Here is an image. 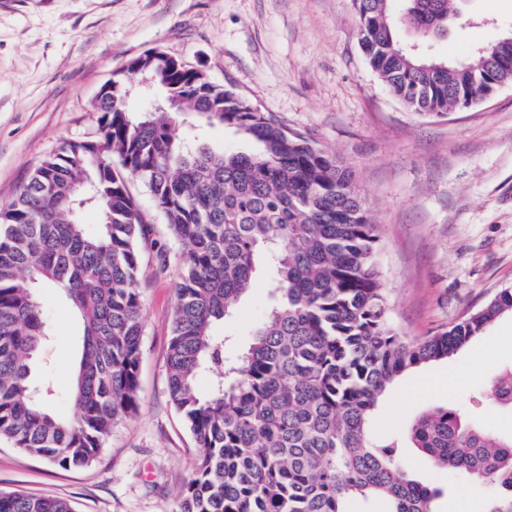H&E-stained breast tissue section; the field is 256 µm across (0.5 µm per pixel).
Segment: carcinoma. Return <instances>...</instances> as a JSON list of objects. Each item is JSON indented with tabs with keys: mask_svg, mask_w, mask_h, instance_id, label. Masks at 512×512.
I'll list each match as a JSON object with an SVG mask.
<instances>
[{
	"mask_svg": "<svg viewBox=\"0 0 512 512\" xmlns=\"http://www.w3.org/2000/svg\"><path fill=\"white\" fill-rule=\"evenodd\" d=\"M456 0H354L359 44L389 91L418 114L445 116L512 84V33L448 61L428 44L448 33ZM408 26L418 41L399 37ZM155 76L167 108L129 115L131 79ZM97 135L64 140L0 210V439L60 468L90 464L138 407L143 331L139 285L148 239L126 176L148 188L180 246L166 359L170 399L194 437L180 512H437L441 492L414 478L403 448L497 491L487 512H512V435L437 407L406 435L373 429L388 386L448 360L496 320L512 289L448 329L408 340L390 327L374 263L377 226L335 154L242 95L172 60L147 55L96 101ZM232 129L257 152L214 151L175 132L180 114ZM99 213L90 231L80 212ZM263 276L268 303L235 356L215 323ZM78 314L71 418L47 410L53 383L33 373L52 341L36 290ZM211 372V386L197 380ZM490 395L512 410V368ZM0 512H73L60 498L0 492Z\"/></svg>",
	"mask_w": 512,
	"mask_h": 512,
	"instance_id": "carcinoma-1",
	"label": "carcinoma"
}]
</instances>
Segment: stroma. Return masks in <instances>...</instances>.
<instances>
[{
	"instance_id": "obj_1",
	"label": "stroma",
	"mask_w": 512,
	"mask_h": 512,
	"mask_svg": "<svg viewBox=\"0 0 512 512\" xmlns=\"http://www.w3.org/2000/svg\"><path fill=\"white\" fill-rule=\"evenodd\" d=\"M466 12L433 40L437 55H469L512 30V0H468ZM358 29L353 0H0V208L62 140L95 135L96 97L114 73L159 50L336 153L378 226L391 327L409 339L443 331L512 287V85L445 117L417 114L372 71ZM127 185L156 250L171 256L161 270L156 250L143 254L138 411L84 468L0 442V490L63 497L74 512H179L192 474L194 440L166 371L179 246L143 182ZM40 295L53 342L36 373L53 381L49 408L69 416L79 320L54 289ZM266 302L256 285L216 335L245 343ZM511 364L507 316L454 358L401 378L380 397L374 425L402 431L426 410L475 396L481 424L511 434L512 411L486 398ZM406 460L416 478L441 488L438 512H485L480 484L433 471L411 448Z\"/></svg>"
}]
</instances>
